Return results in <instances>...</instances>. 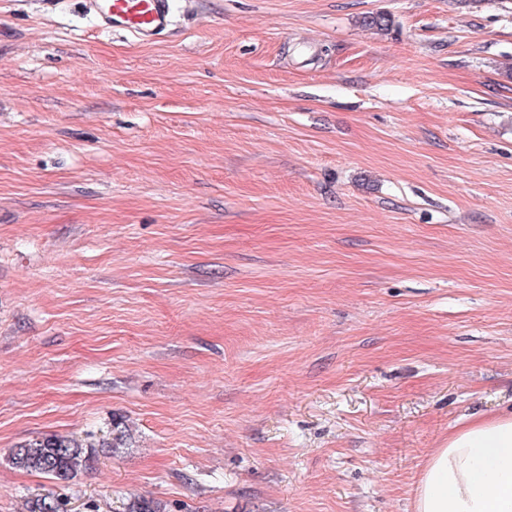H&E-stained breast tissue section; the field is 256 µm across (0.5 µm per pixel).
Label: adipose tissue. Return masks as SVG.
<instances>
[{"instance_id": "1", "label": "adipose tissue", "mask_w": 512, "mask_h": 512, "mask_svg": "<svg viewBox=\"0 0 512 512\" xmlns=\"http://www.w3.org/2000/svg\"><path fill=\"white\" fill-rule=\"evenodd\" d=\"M415 512H512V414L475 420L432 452Z\"/></svg>"}]
</instances>
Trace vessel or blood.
<instances>
[{
  "label": "vessel or blood",
  "mask_w": 512,
  "mask_h": 512,
  "mask_svg": "<svg viewBox=\"0 0 512 512\" xmlns=\"http://www.w3.org/2000/svg\"><path fill=\"white\" fill-rule=\"evenodd\" d=\"M102 28L121 30L144 43H153L171 30L170 0H97Z\"/></svg>",
  "instance_id": "1"
}]
</instances>
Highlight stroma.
Here are the masks:
<instances>
[{
  "instance_id": "1",
  "label": "stroma",
  "mask_w": 512,
  "mask_h": 512,
  "mask_svg": "<svg viewBox=\"0 0 512 512\" xmlns=\"http://www.w3.org/2000/svg\"><path fill=\"white\" fill-rule=\"evenodd\" d=\"M510 412L512 0H0V512H414ZM99 25L154 43L171 31L170 0H97ZM111 434L112 438L99 441L92 436L78 439L54 435L34 439L13 448L9 461L16 468L38 472L66 483L91 467L96 456L95 448H112L115 452L127 448L133 436L131 427L121 418L113 419Z\"/></svg>"
}]
</instances>
